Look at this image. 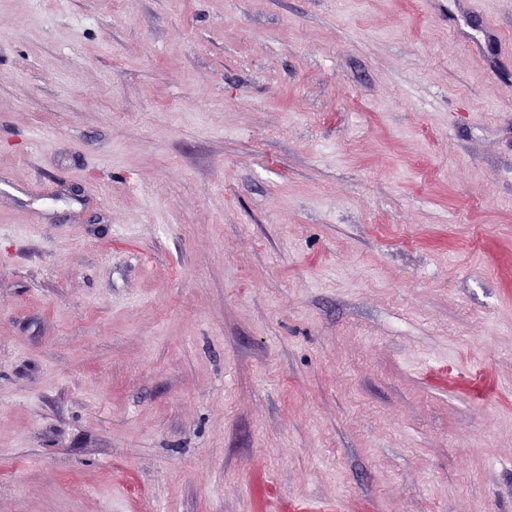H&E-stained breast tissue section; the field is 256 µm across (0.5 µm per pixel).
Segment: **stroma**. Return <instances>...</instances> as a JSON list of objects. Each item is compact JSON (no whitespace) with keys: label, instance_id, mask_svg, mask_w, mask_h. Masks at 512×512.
Instances as JSON below:
<instances>
[{"label":"stroma","instance_id":"stroma-1","mask_svg":"<svg viewBox=\"0 0 512 512\" xmlns=\"http://www.w3.org/2000/svg\"><path fill=\"white\" fill-rule=\"evenodd\" d=\"M0 0V512H512V15Z\"/></svg>","mask_w":512,"mask_h":512}]
</instances>
